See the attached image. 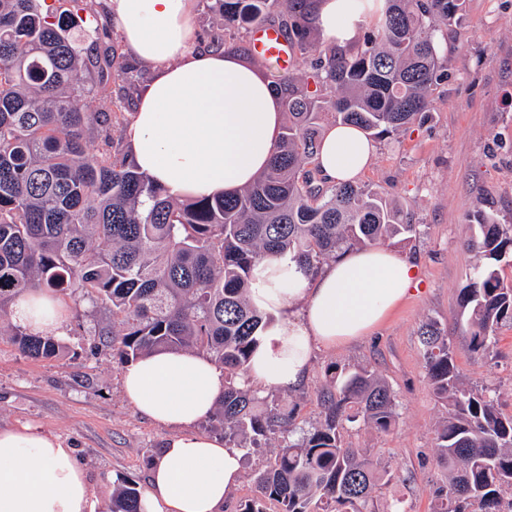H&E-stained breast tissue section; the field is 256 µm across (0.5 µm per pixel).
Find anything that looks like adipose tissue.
Segmentation results:
<instances>
[{"instance_id":"obj_1","label":"adipose tissue","mask_w":512,"mask_h":512,"mask_svg":"<svg viewBox=\"0 0 512 512\" xmlns=\"http://www.w3.org/2000/svg\"><path fill=\"white\" fill-rule=\"evenodd\" d=\"M196 4L103 0L128 54L148 73L125 131L130 155L175 198L249 186L267 168L284 120L271 82L197 44ZM380 17L372 0H321L316 27L324 42L344 47ZM373 154L359 128L335 124L316 164L328 183L353 182ZM418 282L417 265L381 245L348 251L313 276L284 257L264 260L250 300L272 322L247 369L250 386L298 387L313 345L341 349L371 335ZM11 314L29 332L62 333L63 308L48 291L18 297ZM123 384L141 415L176 431L151 466L142 512H218L242 479L244 451L194 427L223 395V369L192 351H161L127 366ZM0 512H95L72 449L31 425L0 430Z\"/></svg>"}]
</instances>
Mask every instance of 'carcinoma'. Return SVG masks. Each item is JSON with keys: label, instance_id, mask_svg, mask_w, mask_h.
Here are the masks:
<instances>
[{"label": "carcinoma", "instance_id": "cac0c4a2", "mask_svg": "<svg viewBox=\"0 0 512 512\" xmlns=\"http://www.w3.org/2000/svg\"><path fill=\"white\" fill-rule=\"evenodd\" d=\"M318 0H213L234 36L265 23L287 37L308 73L273 81L285 122L267 170L232 196L175 199L139 171L113 128L132 111L140 70L99 22L94 0H0V311L27 292L89 297L112 307V357L126 366L163 350L201 353L224 369V395L210 426L241 448L280 432L282 445L254 478L257 496L239 512H406L395 497L375 505L393 476L364 448L345 445L358 424L396 428V395L366 368L328 367L318 393L323 419L291 438L292 412L248 386L246 365L268 321L249 300L254 270L287 256L306 274L353 248L417 235L402 207L358 183L329 184L315 164L324 124H350L383 138L424 119L448 81L440 42L460 24L466 0H386L382 20L353 45L311 40ZM82 24V39L70 31ZM93 112L91 96H112ZM104 148L87 159L89 135ZM476 278L458 307L470 351L486 353L512 324V227L480 209ZM10 341L33 359L64 347L53 336L10 326ZM428 382L447 415L433 431L444 475L433 512H512V415L496 390L462 382L438 324L419 328ZM142 491L124 479L111 512H140Z\"/></svg>", "mask_w": 512, "mask_h": 512}]
</instances>
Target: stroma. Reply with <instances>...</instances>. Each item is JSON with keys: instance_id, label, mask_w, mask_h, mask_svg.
<instances>
[{"instance_id": "1", "label": "stroma", "mask_w": 512, "mask_h": 512, "mask_svg": "<svg viewBox=\"0 0 512 512\" xmlns=\"http://www.w3.org/2000/svg\"><path fill=\"white\" fill-rule=\"evenodd\" d=\"M449 78L434 94L425 124L375 141L362 184L401 203L419 232L397 251L420 267L417 294L408 297L372 335L333 351L315 347L307 378L293 390H269L270 401L294 407L297 427L322 418L316 394L329 365L364 366L393 388L400 423L390 433L349 428L352 447L366 448L393 476L380 497L403 496L407 512H430L440 472L432 464L433 430L444 409L426 377L420 324L437 321L469 384L495 388L500 409L512 414V325H503L487 354L468 349L458 294L476 275L467 248L479 228L477 210L512 225V0H467L461 28L448 30ZM66 315L65 352L24 357L0 336V429L41 428L71 448L87 473L97 512H110L112 490L124 478L146 484L173 431L139 414L128 401L123 369L95 332L112 314L86 297L60 299ZM279 437L244 455L240 485L219 512H237L254 494L252 476L266 467Z\"/></svg>"}]
</instances>
